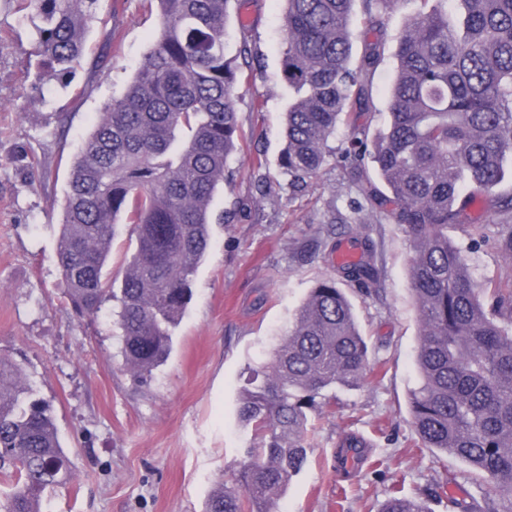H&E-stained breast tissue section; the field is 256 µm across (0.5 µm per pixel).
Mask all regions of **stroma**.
I'll return each mask as SVG.
<instances>
[{"label":"stroma","mask_w":512,"mask_h":512,"mask_svg":"<svg viewBox=\"0 0 512 512\" xmlns=\"http://www.w3.org/2000/svg\"><path fill=\"white\" fill-rule=\"evenodd\" d=\"M421 0H395L380 15L356 0L353 60L378 42L382 58L369 95L353 102L351 126L388 120L396 37ZM281 0H233L226 52L249 44L253 61L235 88L241 151L211 203L210 245L168 361L146 382L127 373L113 325L114 302L78 317L60 283L57 245L62 202L74 159L105 103L123 94L159 27L155 0H101L85 53L68 84L34 54V31L16 0H0V353L20 364L48 404L74 464L66 484L49 489L44 512H204L231 481L250 428L238 418L240 391L269 358L312 288L333 276L335 230L364 222L381 269L380 287L347 288L375 370L356 390L339 388L309 411L307 466L278 500V512H379L393 485L431 512L449 498H482L490 488L452 456L421 446L409 416L419 383V316L408 275L404 226L358 210L371 168L342 166L351 126L308 187L296 189L278 166L292 91L282 77ZM117 31L109 46L107 34ZM261 165H254V158ZM512 215L476 195L464 223L448 234L463 248L476 281L512 280V255L497 239ZM367 444L351 473L335 453L347 435Z\"/></svg>","instance_id":"1"}]
</instances>
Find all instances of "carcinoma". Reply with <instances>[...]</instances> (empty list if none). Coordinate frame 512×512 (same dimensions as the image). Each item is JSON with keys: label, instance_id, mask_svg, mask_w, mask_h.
I'll list each match as a JSON object with an SVG mask.
<instances>
[{"label": "carcinoma", "instance_id": "carcinoma-1", "mask_svg": "<svg viewBox=\"0 0 512 512\" xmlns=\"http://www.w3.org/2000/svg\"><path fill=\"white\" fill-rule=\"evenodd\" d=\"M395 48L389 122L356 130L345 158L372 164L386 191L370 208L405 226L421 329L410 394L411 425L424 448L449 453L512 502V284L477 283L448 236L462 223L471 185L491 195L512 158V0H423ZM101 0H17L35 31V54L59 79L84 52ZM231 0H157L160 30L124 93L107 103L84 139L65 192L57 251L74 310L118 304L124 368L141 381L172 350V329L192 297L210 242V202L238 139L226 57ZM282 74L294 90L279 167L295 186L316 177L329 139L364 77L381 58L371 43L351 64L356 0H284ZM137 247L120 288L104 273L118 218ZM365 241L364 258L312 289L295 323L243 389L240 420L254 432L235 480L205 512H277L305 467L307 411L336 386L359 387L372 370L353 305L338 287H377L380 269L362 224L337 238ZM72 463L52 415L21 366L0 354V477L13 486L3 512H42V494L65 483ZM380 512H428L390 492Z\"/></svg>", "mask_w": 512, "mask_h": 512}]
</instances>
